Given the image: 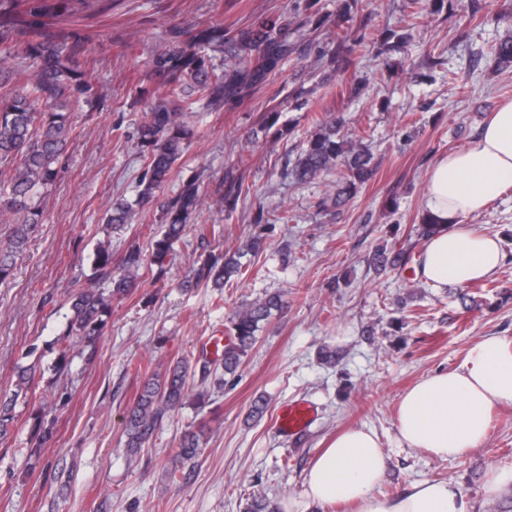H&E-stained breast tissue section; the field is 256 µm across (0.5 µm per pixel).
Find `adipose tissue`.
Masks as SVG:
<instances>
[{
  "label": "adipose tissue",
  "mask_w": 512,
  "mask_h": 512,
  "mask_svg": "<svg viewBox=\"0 0 512 512\" xmlns=\"http://www.w3.org/2000/svg\"><path fill=\"white\" fill-rule=\"evenodd\" d=\"M512 186V103L493 112L467 149L439 158L428 173L426 208L439 224L426 238L420 275L433 287L466 286L493 275L504 260L497 238L475 233L465 217L481 212ZM512 405V339L483 337L458 367L435 372L402 397V443L445 459L464 456L488 434L495 407ZM386 457L372 431L337 433L306 476L308 502H341L357 512H473L468 496L448 481L420 480L391 498L374 492Z\"/></svg>",
  "instance_id": "1"
}]
</instances>
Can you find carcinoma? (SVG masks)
I'll return each instance as SVG.
<instances>
[{
  "mask_svg": "<svg viewBox=\"0 0 512 512\" xmlns=\"http://www.w3.org/2000/svg\"><path fill=\"white\" fill-rule=\"evenodd\" d=\"M316 0H307L303 18L282 14L256 19L250 26L233 34L220 26L195 31L185 41H174L161 48L148 62L147 83L140 86L141 99L151 102L150 111L133 131L142 158L135 203L113 201L104 215L112 228L131 223L137 215L147 219L150 212L159 214L161 230L151 237L149 255L138 250L126 252L114 262L112 248L100 246L92 260L93 279L111 284L106 294L94 283L80 288L72 296V315L66 327L49 344L52 356L49 369L62 376L72 364V337L78 336L93 348L104 333L112 312V300L130 295L136 288V273L144 265L163 266L174 245L185 232L187 222L205 204L197 181L182 183L179 193L163 197V187L184 156L193 129L185 113L193 110L189 94L197 93L215 110L244 102L257 88L266 84L281 63L299 49L318 59L330 56L337 69L348 73L357 67L354 46L365 41L364 27H354L357 0H338L335 27L325 42L310 41L301 45V29L320 26L321 18L313 12ZM73 13L106 12L112 0H0V19L14 23L0 25V165L10 168L7 189L0 192V216L24 213V220L13 227L9 242L0 244V282L9 279L16 259L25 249L32 229L41 223L43 211L36 200L57 182L67 143L75 131L73 112L83 102L89 106L103 103L104 96L89 68L86 39L79 32L62 38L51 30L45 19L60 15V6ZM479 0L463 7L460 19L468 25L488 22ZM379 54L400 53L413 39V29L404 32L387 29L381 33ZM224 52V69L217 70L211 53ZM20 57L24 68L10 65ZM487 57L500 69L512 66V38L491 45ZM166 92L155 97L152 84ZM345 121L329 113L321 118L286 176L297 183H308L323 174L336 172V191L323 198L320 206L328 208L344 203L376 173L373 153L364 138H353L343 131ZM244 180L230 176L224 183L219 202L232 210L242 195ZM288 211L280 206L272 210L259 208L254 223L285 224ZM242 274L235 256L210 254L195 270L197 281L216 288ZM281 295L245 303L224 322L222 358L224 373L233 374L248 358L263 325L281 311ZM40 367L36 362L16 368L13 393L0 398V438H4L16 420L18 404H29L35 391L32 380ZM191 367L180 360L145 380L125 417V447L131 455L149 446L170 414L182 407L189 397ZM200 436L184 435L180 456L189 461L198 455ZM243 512H277L265 499L246 498Z\"/></svg>",
  "mask_w": 512,
  "mask_h": 512,
  "instance_id": "cac0c4a2",
  "label": "carcinoma"
}]
</instances>
